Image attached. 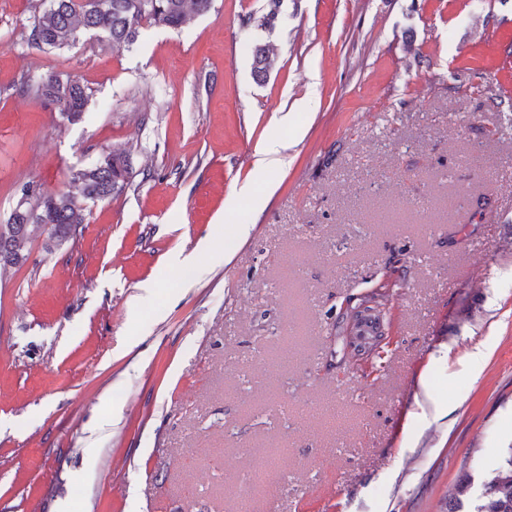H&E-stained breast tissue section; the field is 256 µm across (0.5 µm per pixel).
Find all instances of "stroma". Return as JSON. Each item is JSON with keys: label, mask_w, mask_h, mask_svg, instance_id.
<instances>
[{"label": "stroma", "mask_w": 512, "mask_h": 512, "mask_svg": "<svg viewBox=\"0 0 512 512\" xmlns=\"http://www.w3.org/2000/svg\"><path fill=\"white\" fill-rule=\"evenodd\" d=\"M39 5L0 0V224L118 147L150 175L0 272V512H445L512 446V0H214L120 54L31 48ZM275 68V59L263 45H255L253 49V73L257 81H266ZM23 88L37 99L55 105L61 120L70 124L81 120L89 100V94L82 84L72 79L63 80L52 71L38 78L24 77ZM291 145H272L256 150L255 168L260 171L268 169L286 170L292 162L288 155Z\"/></svg>", "instance_id": "1"}]
</instances>
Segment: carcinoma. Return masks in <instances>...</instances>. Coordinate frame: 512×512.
Returning <instances> with one entry per match:
<instances>
[{
    "label": "carcinoma",
    "mask_w": 512,
    "mask_h": 512,
    "mask_svg": "<svg viewBox=\"0 0 512 512\" xmlns=\"http://www.w3.org/2000/svg\"><path fill=\"white\" fill-rule=\"evenodd\" d=\"M213 0H50L33 16L28 42L40 50L61 49L79 42L83 35L120 54L129 49L146 26L180 28L193 16L208 12ZM280 0H269V10L250 15L244 22L260 28L273 27ZM275 68V59L263 45L253 49V73L264 82ZM25 92L55 105L61 120H81L89 100L86 88L52 71L37 78L26 76ZM138 173L125 149L108 152L95 163L72 173L79 193L48 192L30 182L10 215L0 224V270L20 269L29 260L33 227L46 233L47 248H58L80 233L88 205L124 194ZM446 512H512V447L503 451L497 464L478 476L464 478L448 493Z\"/></svg>",
    "instance_id": "obj_1"
}]
</instances>
